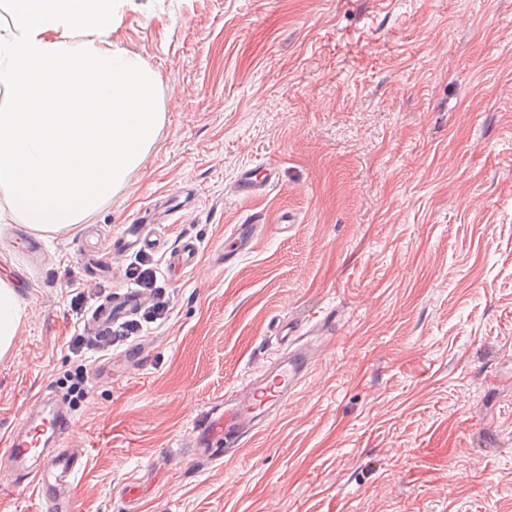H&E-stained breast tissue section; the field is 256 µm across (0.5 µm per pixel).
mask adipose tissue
Segmentation results:
<instances>
[{
    "instance_id": "adipose-tissue-1",
    "label": "adipose tissue",
    "mask_w": 512,
    "mask_h": 512,
    "mask_svg": "<svg viewBox=\"0 0 512 512\" xmlns=\"http://www.w3.org/2000/svg\"><path fill=\"white\" fill-rule=\"evenodd\" d=\"M11 2L0 21V189L23 223L63 233L154 146L158 80L111 40L125 0Z\"/></svg>"
}]
</instances>
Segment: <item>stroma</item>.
Instances as JSON below:
<instances>
[{
  "instance_id": "1",
  "label": "stroma",
  "mask_w": 512,
  "mask_h": 512,
  "mask_svg": "<svg viewBox=\"0 0 512 512\" xmlns=\"http://www.w3.org/2000/svg\"><path fill=\"white\" fill-rule=\"evenodd\" d=\"M113 44L156 73L165 120L124 187L87 216L109 242L168 195L171 242L214 253L264 218L251 252L206 280L169 270L168 318L126 343L71 405L85 466L76 512H512V0H126ZM275 166L267 192L232 194ZM291 227L279 231L281 216ZM0 191V279H31L0 356V434L76 367L81 227L22 230ZM334 311L335 342L241 449L195 454V426L276 357L278 322ZM168 463L155 468L158 456Z\"/></svg>"
}]
</instances>
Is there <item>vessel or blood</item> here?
I'll return each mask as SVG.
<instances>
[{"label": "vessel or blood", "instance_id": "vessel-or-blood-1", "mask_svg": "<svg viewBox=\"0 0 512 512\" xmlns=\"http://www.w3.org/2000/svg\"><path fill=\"white\" fill-rule=\"evenodd\" d=\"M271 174L257 175L243 169L234 182V192L252 196L265 191ZM257 223L236 225L228 243L212 255L213 266L233 263L248 250L256 235ZM161 253L168 268L193 273L202 263L201 248L196 240L170 243L161 225L146 217L134 218L122 225L113 236L111 246L81 255L86 281L109 274V251ZM141 304L136 289L126 288L109 294L92 312L90 320L103 329L135 315ZM334 313L310 319L288 320L278 328L281 353L244 380L225 397L223 406L214 407L194 434L196 450L218 456L239 448L242 441L259 431L263 424L286 403L312 370L320 353L318 338L330 335ZM75 422L54 394L45 393L33 400L27 416L15 428L0 435V464L11 473L16 490L34 488L44 499L47 512H72V490L82 468L81 456L64 448L66 436Z\"/></svg>", "mask_w": 512, "mask_h": 512}]
</instances>
